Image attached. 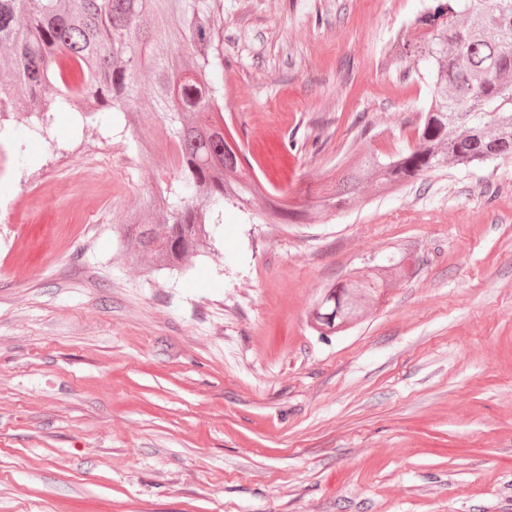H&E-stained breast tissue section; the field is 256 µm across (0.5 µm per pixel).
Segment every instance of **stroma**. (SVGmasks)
<instances>
[{
	"mask_svg": "<svg viewBox=\"0 0 512 512\" xmlns=\"http://www.w3.org/2000/svg\"><path fill=\"white\" fill-rule=\"evenodd\" d=\"M223 3L224 120L268 189L412 137L428 88L391 46L422 0ZM167 155L147 114L0 107V512H512V158L309 224L228 206L170 272L116 252ZM386 273L330 287L318 300L311 316L318 331L342 332L358 316L364 302L382 285Z\"/></svg>",
	"mask_w": 512,
	"mask_h": 512,
	"instance_id": "stroma-1",
	"label": "stroma"
}]
</instances>
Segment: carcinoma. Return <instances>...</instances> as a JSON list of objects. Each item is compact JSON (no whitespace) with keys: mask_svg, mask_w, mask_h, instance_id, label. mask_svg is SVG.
Masks as SVG:
<instances>
[{"mask_svg":"<svg viewBox=\"0 0 512 512\" xmlns=\"http://www.w3.org/2000/svg\"><path fill=\"white\" fill-rule=\"evenodd\" d=\"M222 0H0V51L14 73V101L34 108L76 96L86 113L143 112L141 70L151 73L150 114L170 140L174 181L158 184L144 214L119 228L120 253L175 269L209 245L203 207L248 210L266 187L245 169L242 144L213 121L224 100V56L215 44ZM394 55L413 65L430 101L414 145L369 149L309 210L269 193L258 218L304 224L355 201L367 183L391 189L448 166L512 157V0H428ZM166 225L162 233L155 223ZM385 274L330 287L311 316L317 330L339 333L380 288Z\"/></svg>","mask_w":512,"mask_h":512,"instance_id":"1","label":"carcinoma"}]
</instances>
